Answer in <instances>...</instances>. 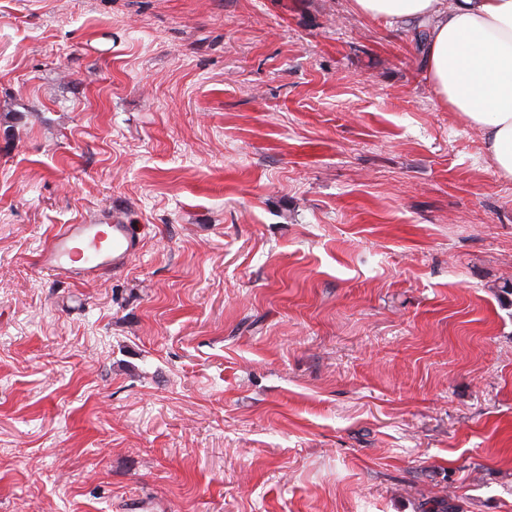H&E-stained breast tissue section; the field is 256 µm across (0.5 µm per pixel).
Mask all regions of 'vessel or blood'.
I'll return each instance as SVG.
<instances>
[{"mask_svg": "<svg viewBox=\"0 0 512 512\" xmlns=\"http://www.w3.org/2000/svg\"><path fill=\"white\" fill-rule=\"evenodd\" d=\"M139 249L130 225L113 220L98 224H66L39 256L44 271L82 282L98 279L125 267Z\"/></svg>", "mask_w": 512, "mask_h": 512, "instance_id": "vessel-or-blood-1", "label": "vessel or blood"}]
</instances>
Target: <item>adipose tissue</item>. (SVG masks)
I'll return each mask as SVG.
<instances>
[{"label": "adipose tissue", "instance_id": "ef3b65f1", "mask_svg": "<svg viewBox=\"0 0 512 512\" xmlns=\"http://www.w3.org/2000/svg\"><path fill=\"white\" fill-rule=\"evenodd\" d=\"M365 17L425 33L427 77L477 128L497 173L512 177V0H353Z\"/></svg>", "mask_w": 512, "mask_h": 512}]
</instances>
